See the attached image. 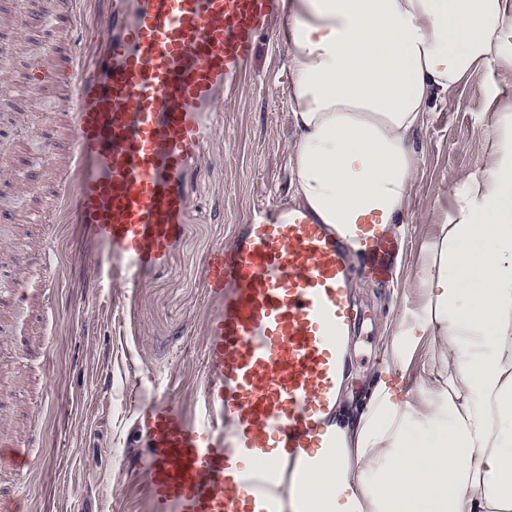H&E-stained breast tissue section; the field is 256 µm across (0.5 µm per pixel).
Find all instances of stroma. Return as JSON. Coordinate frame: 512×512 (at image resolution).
Segmentation results:
<instances>
[{
	"instance_id": "1",
	"label": "stroma",
	"mask_w": 512,
	"mask_h": 512,
	"mask_svg": "<svg viewBox=\"0 0 512 512\" xmlns=\"http://www.w3.org/2000/svg\"><path fill=\"white\" fill-rule=\"evenodd\" d=\"M64 45L62 26L28 31L1 62L22 87L0 113V432L27 442V468L0 477L19 495L20 512H147L132 457L147 450L136 425L145 397L175 401L192 419L202 410V327L207 300L203 261L228 242L260 199L283 206L289 187L286 54L276 34L256 41L250 69L219 111L202 113L220 139L190 159L184 181L188 221L164 264L142 275L138 288L113 278L101 246L76 225H60L44 241L30 212L52 192L69 142L60 91L35 79L29 53L45 40ZM512 100V79L479 71L449 91L414 136L417 175L391 278L357 277L350 293L361 317L350 333L348 368L361 392L380 377L384 339L396 334L399 310L416 307L411 285L434 227L451 210L449 183L477 172L480 140L497 107Z\"/></svg>"
}]
</instances>
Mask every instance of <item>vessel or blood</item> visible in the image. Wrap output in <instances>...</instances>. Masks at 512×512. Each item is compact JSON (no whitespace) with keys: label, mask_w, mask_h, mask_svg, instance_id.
Listing matches in <instances>:
<instances>
[{"label":"vessel or blood","mask_w":512,"mask_h":512,"mask_svg":"<svg viewBox=\"0 0 512 512\" xmlns=\"http://www.w3.org/2000/svg\"><path fill=\"white\" fill-rule=\"evenodd\" d=\"M40 0L19 7L17 35L64 21L69 52L51 81L71 114L67 166L48 209L30 221L123 261L124 287L160 266L189 215L184 169L220 137L200 114L216 109L248 66L280 0ZM399 248L381 224L341 236L303 210L253 206L229 245L203 267L209 302L203 359L206 416L166 398L142 406L147 453L132 467L150 512H278L272 464H298L330 445L341 340L357 319L352 256L388 279Z\"/></svg>","instance_id":"1"}]
</instances>
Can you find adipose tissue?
<instances>
[{
	"instance_id": "ef3b65f1",
	"label": "adipose tissue",
	"mask_w": 512,
	"mask_h": 512,
	"mask_svg": "<svg viewBox=\"0 0 512 512\" xmlns=\"http://www.w3.org/2000/svg\"><path fill=\"white\" fill-rule=\"evenodd\" d=\"M291 81L290 202L320 223H402L412 136L450 89L512 75V0H282ZM385 367L420 336L434 358L400 398L378 380L337 406L334 447L296 469L280 512H512V102L494 114L484 168L448 189Z\"/></svg>"
}]
</instances>
